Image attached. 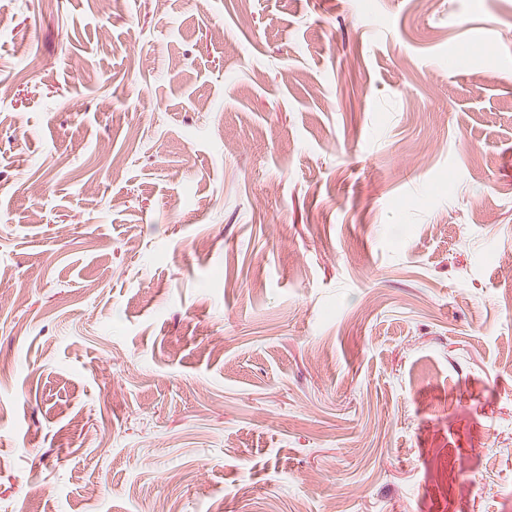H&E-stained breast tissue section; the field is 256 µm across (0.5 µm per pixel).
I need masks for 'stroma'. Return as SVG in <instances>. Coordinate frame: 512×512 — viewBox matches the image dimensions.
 Returning a JSON list of instances; mask_svg holds the SVG:
<instances>
[{"instance_id":"35a3bbf8","label":"stroma","mask_w":512,"mask_h":512,"mask_svg":"<svg viewBox=\"0 0 512 512\" xmlns=\"http://www.w3.org/2000/svg\"><path fill=\"white\" fill-rule=\"evenodd\" d=\"M510 256L512 0H0V512H512Z\"/></svg>"}]
</instances>
